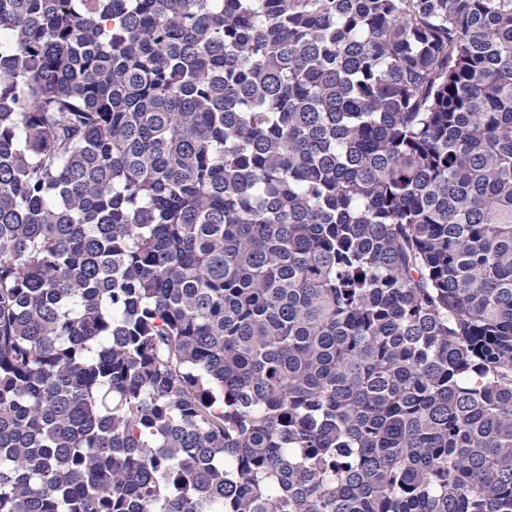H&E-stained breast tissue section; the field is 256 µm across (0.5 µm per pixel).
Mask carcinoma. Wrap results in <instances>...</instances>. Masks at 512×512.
Listing matches in <instances>:
<instances>
[{
	"label": "carcinoma",
	"instance_id": "1",
	"mask_svg": "<svg viewBox=\"0 0 512 512\" xmlns=\"http://www.w3.org/2000/svg\"><path fill=\"white\" fill-rule=\"evenodd\" d=\"M0 512H512V0H0Z\"/></svg>",
	"mask_w": 512,
	"mask_h": 512
}]
</instances>
